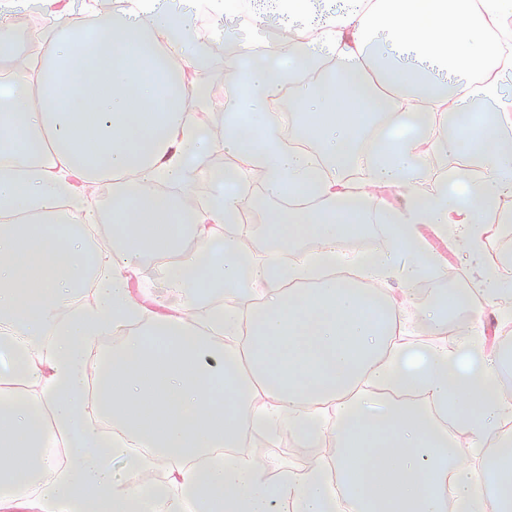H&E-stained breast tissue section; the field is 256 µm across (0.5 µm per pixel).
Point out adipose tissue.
<instances>
[{
	"mask_svg": "<svg viewBox=\"0 0 512 512\" xmlns=\"http://www.w3.org/2000/svg\"><path fill=\"white\" fill-rule=\"evenodd\" d=\"M105 42L89 48L83 28L56 21L37 33L38 55L0 39V512H512V317L494 348L472 323L449 329L420 304L418 321L454 332L456 354L395 345L400 317L379 283L443 275L418 227L434 225L464 248H483V216L512 227V32L491 27L512 0H366L327 17L302 40L256 43L228 24L226 41L252 58L228 67L224 139L203 136L210 105L183 72L203 73L190 0H106L87 6ZM150 38H142L141 29ZM333 67L324 90L308 75ZM294 88L307 149L286 146L268 107ZM420 119L415 135L369 134V118ZM240 158L234 179L260 180L296 201L270 209V254L256 257L236 219L251 206L238 191L203 202L194 171L212 149ZM474 163L463 187L439 173L447 155ZM122 172L112 191L115 238L90 242L91 211L69 177ZM378 186L402 190L393 209ZM382 230L358 254L364 287L336 277L345 242L363 216ZM199 249L176 250L187 224ZM161 259L172 301L146 316L127 286L144 254ZM96 282L95 304L72 310L71 294ZM512 305V253L481 290ZM109 357L93 360L98 337L126 327ZM384 390L383 408L353 398L362 382ZM332 406L335 419L324 408ZM287 425L319 457L299 471L226 458L247 434ZM63 459L42 451L46 428ZM166 483L154 480L158 464Z\"/></svg>",
	"mask_w": 512,
	"mask_h": 512,
	"instance_id": "adipose-tissue-1",
	"label": "adipose tissue"
}]
</instances>
